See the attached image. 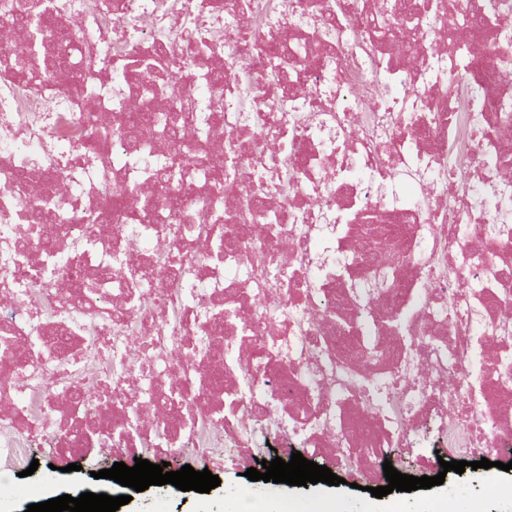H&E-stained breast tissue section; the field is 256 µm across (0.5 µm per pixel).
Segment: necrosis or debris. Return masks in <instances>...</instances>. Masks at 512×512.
Here are the masks:
<instances>
[{"label":"necrosis or debris","instance_id":"1","mask_svg":"<svg viewBox=\"0 0 512 512\" xmlns=\"http://www.w3.org/2000/svg\"><path fill=\"white\" fill-rule=\"evenodd\" d=\"M49 2L0 47V480L296 439L380 476L420 423L512 451V0Z\"/></svg>","mask_w":512,"mask_h":512}]
</instances>
